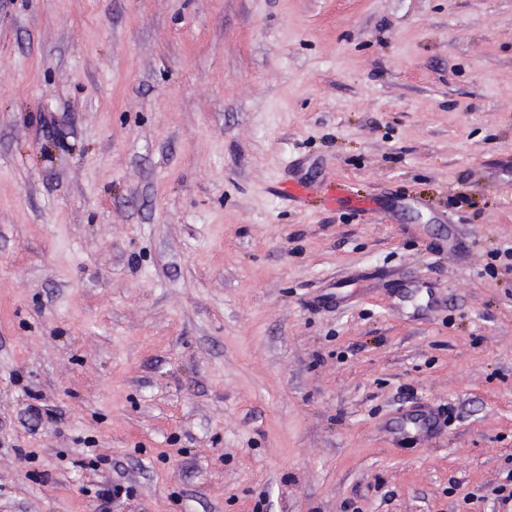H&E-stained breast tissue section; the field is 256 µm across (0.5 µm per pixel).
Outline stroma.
<instances>
[{
	"label": "stroma",
	"instance_id": "stroma-1",
	"mask_svg": "<svg viewBox=\"0 0 512 512\" xmlns=\"http://www.w3.org/2000/svg\"><path fill=\"white\" fill-rule=\"evenodd\" d=\"M511 472L512 0H0V512H512ZM349 195L350 188L347 185L330 182L323 188L322 198L324 204L328 207H334L337 202L346 199L356 209L367 210L371 208L372 201L351 197Z\"/></svg>",
	"mask_w": 512,
	"mask_h": 512
}]
</instances>
